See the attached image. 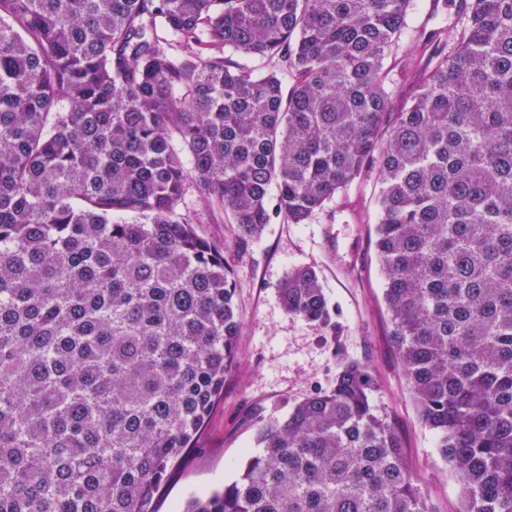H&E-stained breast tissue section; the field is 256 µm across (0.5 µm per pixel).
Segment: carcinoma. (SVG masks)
I'll use <instances>...</instances> for the list:
<instances>
[{"mask_svg":"<svg viewBox=\"0 0 512 512\" xmlns=\"http://www.w3.org/2000/svg\"><path fill=\"white\" fill-rule=\"evenodd\" d=\"M410 2L0 0V512H152L196 447L240 322L190 191L245 243L372 169L420 417L461 512H512V0H460L455 36L423 34L396 109ZM278 294L330 322L312 267ZM372 392L344 364L185 512H432Z\"/></svg>","mask_w":512,"mask_h":512,"instance_id":"carcinoma-1","label":"carcinoma"}]
</instances>
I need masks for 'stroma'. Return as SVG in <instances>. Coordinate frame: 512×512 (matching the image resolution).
I'll list each match as a JSON object with an SVG mask.
<instances>
[{"label":"stroma","mask_w":512,"mask_h":512,"mask_svg":"<svg viewBox=\"0 0 512 512\" xmlns=\"http://www.w3.org/2000/svg\"><path fill=\"white\" fill-rule=\"evenodd\" d=\"M460 0H412L410 31L452 25ZM376 177L367 175L327 203L308 223L273 218L260 238L241 245L222 209L194 212L197 232L224 245L235 273L241 323L236 367L209 414L197 447L169 472L153 500L155 512H183L190 496L237 480L259 451V419L285 418L298 401L329 390L340 366L361 362L373 399L392 418L406 465L432 512H460L459 486L424 425L390 336V316L374 252ZM314 268L332 309L323 326L288 314L278 288L291 267Z\"/></svg>","instance_id":"1"}]
</instances>
